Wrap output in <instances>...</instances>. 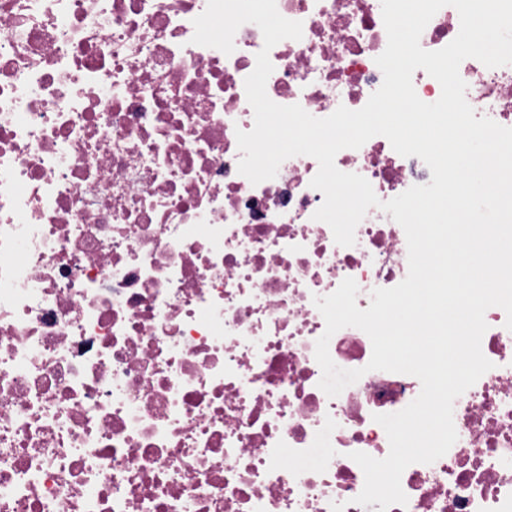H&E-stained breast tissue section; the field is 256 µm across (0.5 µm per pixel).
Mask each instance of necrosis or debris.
<instances>
[{"label":"necrosis or debris","instance_id":"necrosis-or-debris-1","mask_svg":"<svg viewBox=\"0 0 512 512\" xmlns=\"http://www.w3.org/2000/svg\"><path fill=\"white\" fill-rule=\"evenodd\" d=\"M301 39L276 44L268 97L317 118L383 82L381 0H276ZM207 0H0V512H377L351 454L389 453L378 414L421 391L366 371L368 335L329 354L363 376L318 386L314 297L356 281L359 308L408 273L403 228L369 208L356 243L314 220L319 165L251 184L237 130L263 47L192 43ZM441 8L420 37L445 47ZM476 116L512 127V65L462 61ZM380 200L430 183L382 136L335 157ZM493 367L454 402L458 439L402 474L388 512H512V330L485 314Z\"/></svg>","mask_w":512,"mask_h":512}]
</instances>
